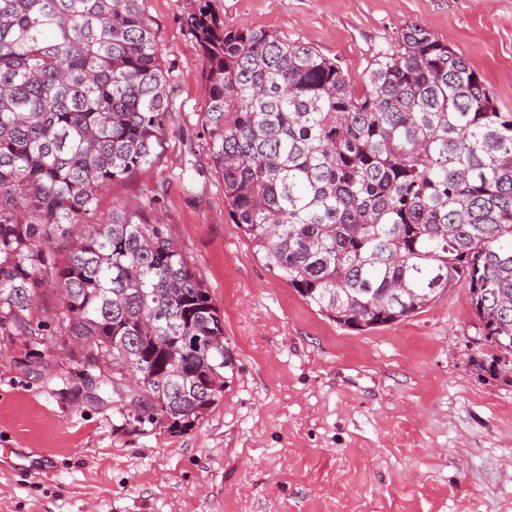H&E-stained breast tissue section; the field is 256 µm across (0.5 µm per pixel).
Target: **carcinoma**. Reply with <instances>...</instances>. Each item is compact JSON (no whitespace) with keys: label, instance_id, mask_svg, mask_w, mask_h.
Here are the masks:
<instances>
[{"label":"carcinoma","instance_id":"1","mask_svg":"<svg viewBox=\"0 0 512 512\" xmlns=\"http://www.w3.org/2000/svg\"><path fill=\"white\" fill-rule=\"evenodd\" d=\"M184 24L202 50L207 150L236 224L337 324L407 319L467 283L481 336L512 371V117L468 63L405 23L356 93L339 62L262 28L224 25L211 0ZM143 0H0V335L38 322L120 376L158 374L132 421L197 419L234 369L224 319L158 214L83 224L99 193L151 165L176 111ZM69 235L63 257L50 245ZM39 295L36 298L35 304L32 307V324L36 327L38 320H44L46 312L55 313L60 312L59 302L56 296V291L48 285H44L39 290Z\"/></svg>","mask_w":512,"mask_h":512}]
</instances>
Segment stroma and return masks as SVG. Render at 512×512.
<instances>
[{
	"instance_id": "stroma-1",
	"label": "stroma",
	"mask_w": 512,
	"mask_h": 512,
	"mask_svg": "<svg viewBox=\"0 0 512 512\" xmlns=\"http://www.w3.org/2000/svg\"><path fill=\"white\" fill-rule=\"evenodd\" d=\"M212 3L226 25L339 60L358 91L373 56L420 23L512 114V0ZM192 4L143 2L179 110L153 165L104 189L92 221L166 184L162 209L224 318L234 373L198 419L141 426L111 390L76 392L63 338L0 335V512H512V376L491 367L467 284L356 331L268 269L207 151Z\"/></svg>"
}]
</instances>
